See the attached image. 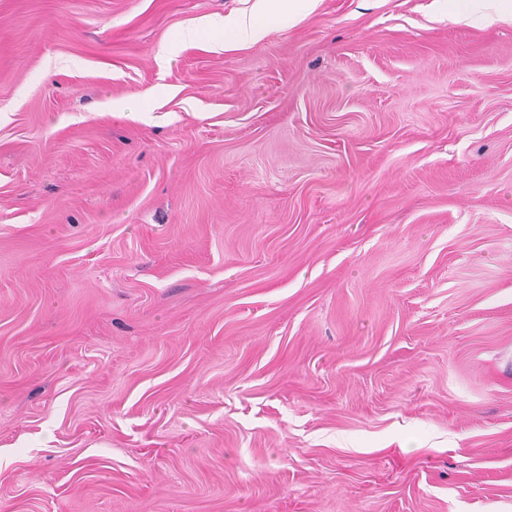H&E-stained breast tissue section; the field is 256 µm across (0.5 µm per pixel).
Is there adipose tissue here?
<instances>
[{
	"label": "adipose tissue",
	"instance_id": "adipose-tissue-1",
	"mask_svg": "<svg viewBox=\"0 0 512 512\" xmlns=\"http://www.w3.org/2000/svg\"><path fill=\"white\" fill-rule=\"evenodd\" d=\"M317 6V0H254L250 14H230L224 18L225 29L235 31L239 44H253L269 32L271 21L296 24Z\"/></svg>",
	"mask_w": 512,
	"mask_h": 512
}]
</instances>
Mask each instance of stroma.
<instances>
[{"mask_svg":"<svg viewBox=\"0 0 512 512\" xmlns=\"http://www.w3.org/2000/svg\"><path fill=\"white\" fill-rule=\"evenodd\" d=\"M0 0V512H512V22ZM317 2V0H255L249 15L224 16V29L237 33L238 40L233 45L253 44L269 33L271 21L288 23L290 27L311 14Z\"/></svg>","mask_w":512,"mask_h":512,"instance_id":"obj_1","label":"stroma"}]
</instances>
